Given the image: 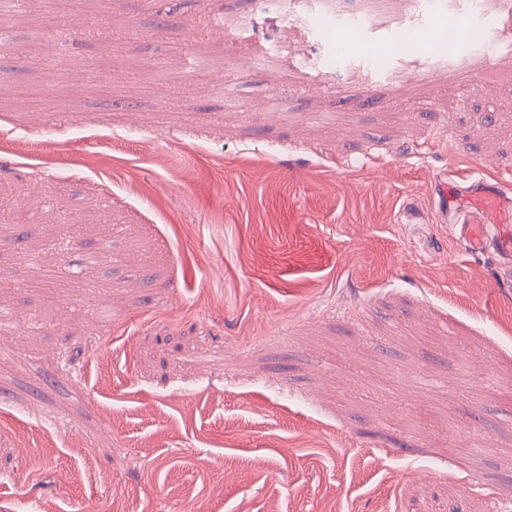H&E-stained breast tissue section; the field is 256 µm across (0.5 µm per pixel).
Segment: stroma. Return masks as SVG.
<instances>
[{
	"mask_svg": "<svg viewBox=\"0 0 512 512\" xmlns=\"http://www.w3.org/2000/svg\"><path fill=\"white\" fill-rule=\"evenodd\" d=\"M386 3L424 46L381 62L398 26L337 59L321 0L17 19L0 512H512V266L437 193L451 171L512 193V19ZM452 10L496 12L501 56L443 62Z\"/></svg>",
	"mask_w": 512,
	"mask_h": 512,
	"instance_id": "1",
	"label": "stroma"
}]
</instances>
